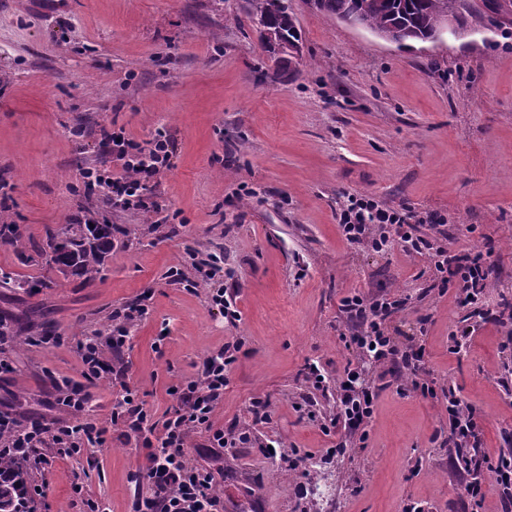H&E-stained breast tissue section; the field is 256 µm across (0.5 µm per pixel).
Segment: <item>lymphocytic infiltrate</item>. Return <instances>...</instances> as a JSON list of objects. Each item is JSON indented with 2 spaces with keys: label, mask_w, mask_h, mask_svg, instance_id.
Segmentation results:
<instances>
[{
  "label": "lymphocytic infiltrate",
  "mask_w": 512,
  "mask_h": 512,
  "mask_svg": "<svg viewBox=\"0 0 512 512\" xmlns=\"http://www.w3.org/2000/svg\"><path fill=\"white\" fill-rule=\"evenodd\" d=\"M98 141L113 164L83 169L82 182L98 189L113 208L133 212L150 208L149 181L171 166L167 134L160 132L140 143L104 125ZM336 221L351 245L384 253L398 248L426 259L433 275L421 288V296L453 293L457 306L467 310L469 317L495 324L512 344V302H488L498 272L493 251L451 245L445 216L404 204L391 206L370 195L349 194L336 207ZM194 267L197 276L189 282L191 288L207 289L211 306L227 323L239 321L240 313L225 299L223 288L224 281L234 277V270L225 268L223 260L214 255L199 259ZM412 301V295L399 292L370 295L358 291L342 298L341 311L356 320L360 329L344 339L356 357L336 376V421L349 439L366 443L380 392L379 385L361 380L360 364L370 361L381 375L395 376L399 394L442 401L445 424L436 428V435L446 436L456 462L488 471L499 492L500 512H512V453H498L493 461L482 454L480 409L455 390H438L423 350L398 344L387 333L389 324ZM150 313L144 295L137 302L114 308L107 329L78 343V378L52 377L45 414L31 416L10 403L0 408V484H9L14 491L10 512H40L43 507L42 487L28 478L32 468L49 466L55 458L79 457L91 448H107L112 433L120 440L136 441L147 461L149 492L135 499L133 512H224V468L219 461L225 449L257 445L254 430L270 422V400L252 397L247 422L232 429H224L217 420L216 410L224 401L241 350L236 341L207 353L191 377L169 386L173 404L163 417L154 418L139 389L126 384L128 366L120 358L131 327ZM104 379L121 381L122 386L109 416L101 420L88 414L89 388ZM193 446L208 458V465L190 459L188 450Z\"/></svg>",
  "instance_id": "obj_1"
}]
</instances>
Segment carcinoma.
<instances>
[{
	"mask_svg": "<svg viewBox=\"0 0 512 512\" xmlns=\"http://www.w3.org/2000/svg\"><path fill=\"white\" fill-rule=\"evenodd\" d=\"M286 0H249L248 15L256 33L270 30L281 40L300 39L296 19ZM466 0H320L318 11L353 28L378 33L390 28L413 32L416 42L434 36L448 11L465 26ZM112 252V225L70 224L64 232H49L45 263L63 273L95 279Z\"/></svg>",
	"mask_w": 512,
	"mask_h": 512,
	"instance_id": "obj_1",
	"label": "carcinoma"
}]
</instances>
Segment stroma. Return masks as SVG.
Returning <instances> with one entry per match:
<instances>
[{
	"mask_svg": "<svg viewBox=\"0 0 512 512\" xmlns=\"http://www.w3.org/2000/svg\"><path fill=\"white\" fill-rule=\"evenodd\" d=\"M292 9L302 54L295 74L276 80L246 0H0V187L9 197L0 220L20 226L24 244L0 243V274L44 283L33 294L0 287V316L19 332L49 318L63 338L47 349L17 344L0 400L18 396L40 411L46 372L75 375L77 340L147 290L153 314L134 327L124 357L129 384L156 415L172 404L170 385L235 340L242 348L218 420L232 426L251 397L271 399L272 420L255 434L281 439L283 456L225 449L224 512H400L410 498L430 512H461L463 477L433 438L436 403L387 388L366 447L324 459L321 450L342 435L320 429L336 414V396L309 388L301 370L313 358L332 374L349 359L343 296L422 286L421 259L346 242L340 194L441 212L461 248L492 241L500 266L492 294L512 298V26L475 11L469 34L403 49L305 0ZM103 125L139 142L160 130L170 137L172 166L154 186L170 238L154 213L117 212L85 193L78 171L100 163ZM76 126L83 137L72 136ZM83 208L131 229L95 280L35 260L47 229H65ZM193 251L223 255L238 270L228 286L237 325L204 292L169 281L168 269ZM461 317L453 294L429 297L389 333L423 346L439 385L481 410L494 456L512 444V393L499 383L512 348L486 323L467 354H452L448 330ZM305 397L316 422L294 410ZM295 448L314 455L303 499L286 462ZM144 466L141 449L115 440L32 477L44 483L50 512H70L77 477L110 512H131L130 475Z\"/></svg>",
	"mask_w": 512,
	"mask_h": 512,
	"instance_id": "obj_1",
	"label": "stroma"
}]
</instances>
